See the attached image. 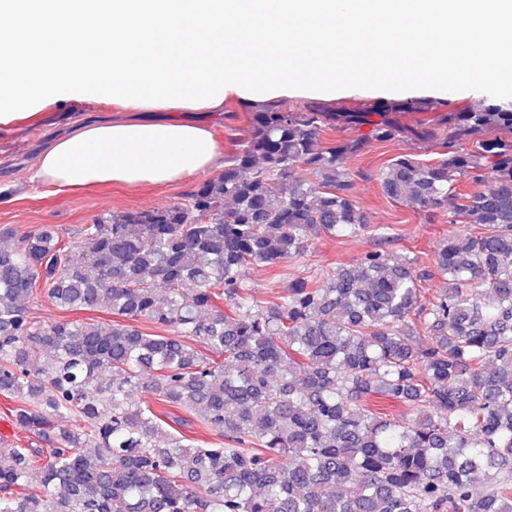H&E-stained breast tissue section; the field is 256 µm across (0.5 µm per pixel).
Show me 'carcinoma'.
<instances>
[{
	"label": "carcinoma",
	"instance_id": "cac0c4a2",
	"mask_svg": "<svg viewBox=\"0 0 512 512\" xmlns=\"http://www.w3.org/2000/svg\"><path fill=\"white\" fill-rule=\"evenodd\" d=\"M396 139L441 153L388 160L383 195L452 200L465 232L428 266L375 251L272 301L246 287L368 230L344 163ZM42 296L116 319L45 323ZM145 389L221 442L168 431ZM0 394L31 435L0 448V512H512V103L252 104L182 200L0 249Z\"/></svg>",
	"mask_w": 512,
	"mask_h": 512
}]
</instances>
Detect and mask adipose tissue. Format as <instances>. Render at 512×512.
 I'll use <instances>...</instances> for the list:
<instances>
[{"mask_svg":"<svg viewBox=\"0 0 512 512\" xmlns=\"http://www.w3.org/2000/svg\"><path fill=\"white\" fill-rule=\"evenodd\" d=\"M0 31V128L36 108L90 99L110 117H76L32 164L63 192L162 185L219 161L212 120L228 93L335 89L340 58L374 57L361 84L439 85L462 74L512 87V0H12ZM111 82L110 94L100 85Z\"/></svg>","mask_w":512,"mask_h":512,"instance_id":"obj_1","label":"adipose tissue"}]
</instances>
